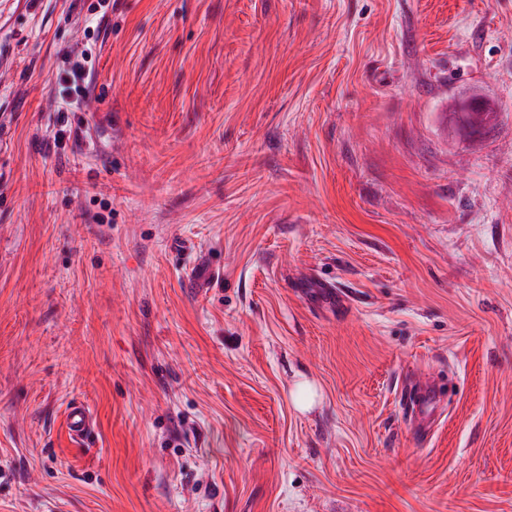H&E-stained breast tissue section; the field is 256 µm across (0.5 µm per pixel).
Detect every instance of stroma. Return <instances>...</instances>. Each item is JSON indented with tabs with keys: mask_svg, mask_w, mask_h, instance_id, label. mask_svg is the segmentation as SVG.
Here are the masks:
<instances>
[{
	"mask_svg": "<svg viewBox=\"0 0 512 512\" xmlns=\"http://www.w3.org/2000/svg\"><path fill=\"white\" fill-rule=\"evenodd\" d=\"M95 2L0 0V512H512V0ZM401 401L415 435L428 431L443 412L442 396L431 386L428 377L418 384H405L401 390ZM92 424L93 415L88 406L81 402L70 404L66 413V427L72 437L76 439L83 437Z\"/></svg>",
	"mask_w": 512,
	"mask_h": 512,
	"instance_id": "stroma-1",
	"label": "stroma"
}]
</instances>
